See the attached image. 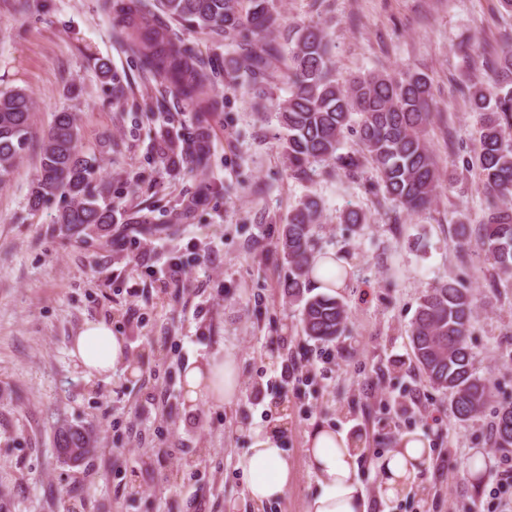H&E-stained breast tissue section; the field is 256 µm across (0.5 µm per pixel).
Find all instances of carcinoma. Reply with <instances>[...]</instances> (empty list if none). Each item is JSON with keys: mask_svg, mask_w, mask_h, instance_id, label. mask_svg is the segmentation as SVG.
<instances>
[{"mask_svg": "<svg viewBox=\"0 0 512 512\" xmlns=\"http://www.w3.org/2000/svg\"><path fill=\"white\" fill-rule=\"evenodd\" d=\"M174 21H187L217 36L255 45L244 60H229L231 85L265 93L276 75L271 70L274 49L267 38L276 33L287 46L288 98L279 105L277 120L288 168L308 178L314 166L332 164L345 172L369 171L378 191L410 214L431 205L440 173L426 129L432 116L431 84L427 76L405 72L399 77L370 73L340 84L333 75L332 52L319 24H285L276 0H161ZM131 49L141 68L165 83L195 107L196 126L184 145L162 142L160 151L193 169L210 161L206 135L208 117L221 102L200 74L199 61L181 42L159 37L156 20L131 6L120 8ZM486 84L461 85L458 91L478 117L477 153L463 165L477 171L486 195L480 224L483 261L500 281H512V47L489 59ZM33 101L24 90L0 93V178L9 175L31 137ZM353 133L360 151L339 152L343 138ZM98 161L82 151L74 113H55L41 138L39 169L28 204L37 210L59 196L57 230L81 237L115 222L108 186L98 183ZM323 207L307 196L288 215L277 248L288 266L282 288L300 304L303 333L315 340H336L346 330L342 298L310 294L316 281V228ZM475 296L457 280H444L423 295L410 325L415 365L429 383L450 394L449 411L459 422L477 416L490 396L489 382L478 376L468 344ZM55 446L79 448L81 458L94 450L91 433L63 424L55 431ZM493 447L512 448V404L502 407L494 423Z\"/></svg>", "mask_w": 512, "mask_h": 512, "instance_id": "1", "label": "carcinoma"}]
</instances>
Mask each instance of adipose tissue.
<instances>
[{
  "label": "adipose tissue",
  "instance_id": "ef3b65f1",
  "mask_svg": "<svg viewBox=\"0 0 512 512\" xmlns=\"http://www.w3.org/2000/svg\"><path fill=\"white\" fill-rule=\"evenodd\" d=\"M73 355L90 373L105 375L125 364V341L102 320L86 321L73 340ZM185 400L205 399L216 404L239 393L237 369L232 360L212 357L187 369L182 376ZM310 468L320 486L307 512H369L363 485L357 479L358 454L346 436L316 427L308 437ZM432 450L427 441L406 434L377 463L384 499L401 495L408 484L428 467ZM249 500L261 507L284 497L292 469L275 430L256 432L253 443L237 459Z\"/></svg>",
  "mask_w": 512,
  "mask_h": 512
}]
</instances>
